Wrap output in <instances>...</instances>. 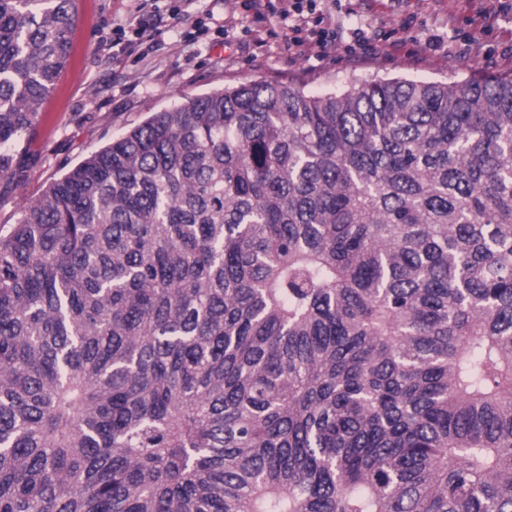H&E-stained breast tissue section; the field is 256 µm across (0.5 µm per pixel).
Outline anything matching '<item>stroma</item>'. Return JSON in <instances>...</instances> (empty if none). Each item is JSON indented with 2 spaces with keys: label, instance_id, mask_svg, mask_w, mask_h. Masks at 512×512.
Here are the masks:
<instances>
[{
  "label": "stroma",
  "instance_id": "35a3bbf8",
  "mask_svg": "<svg viewBox=\"0 0 512 512\" xmlns=\"http://www.w3.org/2000/svg\"><path fill=\"white\" fill-rule=\"evenodd\" d=\"M75 9L67 65L16 148L12 179L0 181V225L152 113L215 89L279 80L323 93L391 77L512 75V0H327L335 42L294 61L282 24L246 16L238 0H192L193 38L169 32L125 48L112 30L129 20L130 0H75ZM356 28L368 49L354 54Z\"/></svg>",
  "mask_w": 512,
  "mask_h": 512
}]
</instances>
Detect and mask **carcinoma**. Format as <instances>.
<instances>
[{"label": "carcinoma", "mask_w": 512, "mask_h": 512, "mask_svg": "<svg viewBox=\"0 0 512 512\" xmlns=\"http://www.w3.org/2000/svg\"><path fill=\"white\" fill-rule=\"evenodd\" d=\"M74 0H0V180ZM0 512H512V75L153 113L0 225Z\"/></svg>", "instance_id": "carcinoma-1"}]
</instances>
